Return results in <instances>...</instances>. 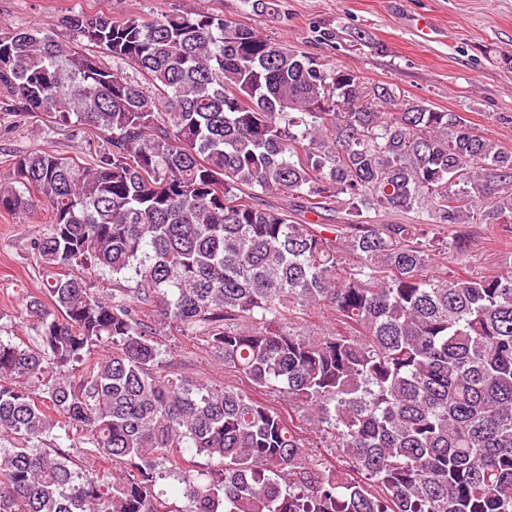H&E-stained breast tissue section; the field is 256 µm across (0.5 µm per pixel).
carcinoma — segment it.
<instances>
[{"mask_svg":"<svg viewBox=\"0 0 512 512\" xmlns=\"http://www.w3.org/2000/svg\"><path fill=\"white\" fill-rule=\"evenodd\" d=\"M60 24L0 25V115L103 134L0 185L51 214L39 344L0 340V512H178L157 483L197 456L191 512H512V267L431 271L469 249L450 225L512 239V151L385 84L360 107L354 71L222 12ZM102 269L135 286L92 290ZM315 307L338 330L304 331ZM164 326L249 388L159 371ZM76 434L111 473L60 451Z\"/></svg>","mask_w":512,"mask_h":512,"instance_id":"cac0c4a2","label":"carcinoma"}]
</instances>
